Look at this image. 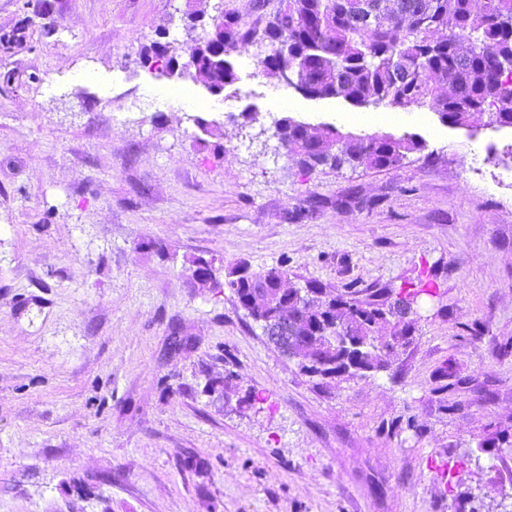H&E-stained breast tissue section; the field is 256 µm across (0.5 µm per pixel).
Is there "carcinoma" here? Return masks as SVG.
I'll use <instances>...</instances> for the list:
<instances>
[{
    "label": "carcinoma",
    "instance_id": "1",
    "mask_svg": "<svg viewBox=\"0 0 512 512\" xmlns=\"http://www.w3.org/2000/svg\"><path fill=\"white\" fill-rule=\"evenodd\" d=\"M224 36L209 53L192 47L194 75L214 90L236 80L228 60L232 54L265 46L263 69L293 72L291 85L306 96H343L357 106L424 107L435 105L441 122L473 127L482 122L512 127V0H484L476 11L472 0H286L262 27H242L225 20L216 29H202L207 44ZM170 42L156 41L141 55L144 64L163 59ZM280 143L304 169L339 170L365 165L400 166L423 149L412 135H355L327 127L320 133L291 117L276 122ZM288 270L281 266L251 272L239 266L219 283L215 273L202 285L228 288L241 308L264 326L273 318L300 322L294 358L307 365L305 330L336 329L353 346L339 347L348 356L353 376L386 372L391 357L411 344L409 313L401 308L422 297L438 296L437 285L420 279L386 291L349 286L338 293L316 281L285 287ZM237 376L227 373L224 388L244 393L256 405L261 397L241 390Z\"/></svg>",
    "mask_w": 512,
    "mask_h": 512
}]
</instances>
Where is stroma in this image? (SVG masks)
Returning a JSON list of instances; mask_svg holds the SVG:
<instances>
[{
    "mask_svg": "<svg viewBox=\"0 0 512 512\" xmlns=\"http://www.w3.org/2000/svg\"><path fill=\"white\" fill-rule=\"evenodd\" d=\"M281 5L0 0V512H512V450L480 449L512 430V127L427 107L352 127L349 100L251 53L219 95L139 63L187 11L261 26ZM284 114L423 148L306 173ZM197 258L440 294L389 371L318 388L229 289L198 287Z\"/></svg>",
    "mask_w": 512,
    "mask_h": 512,
    "instance_id": "35a3bbf8",
    "label": "stroma"
}]
</instances>
